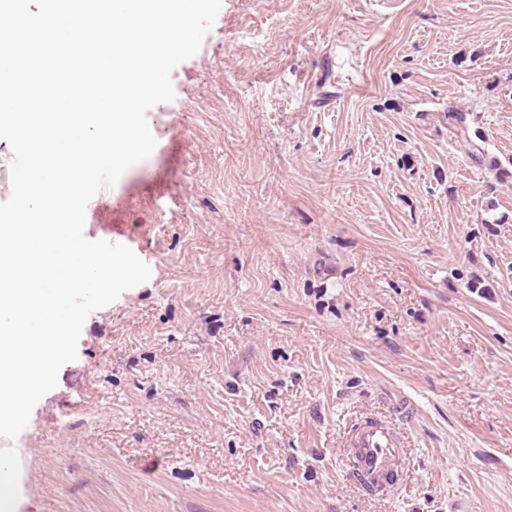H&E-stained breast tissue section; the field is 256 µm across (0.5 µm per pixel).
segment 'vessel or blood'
<instances>
[{
  "label": "vessel or blood",
  "mask_w": 512,
  "mask_h": 512,
  "mask_svg": "<svg viewBox=\"0 0 512 512\" xmlns=\"http://www.w3.org/2000/svg\"><path fill=\"white\" fill-rule=\"evenodd\" d=\"M349 469L374 489L387 491L398 483L404 448L398 432L380 419L364 421L347 439Z\"/></svg>",
  "instance_id": "1"
}]
</instances>
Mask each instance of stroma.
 <instances>
[{
	"label": "stroma",
	"instance_id": "obj_1",
	"mask_svg": "<svg viewBox=\"0 0 512 512\" xmlns=\"http://www.w3.org/2000/svg\"><path fill=\"white\" fill-rule=\"evenodd\" d=\"M172 83L85 211L151 276L0 437L14 512H512V0H222ZM350 472L370 488L387 491L398 484L404 455L401 438L390 423L369 419L347 439Z\"/></svg>",
	"mask_w": 512,
	"mask_h": 512
}]
</instances>
